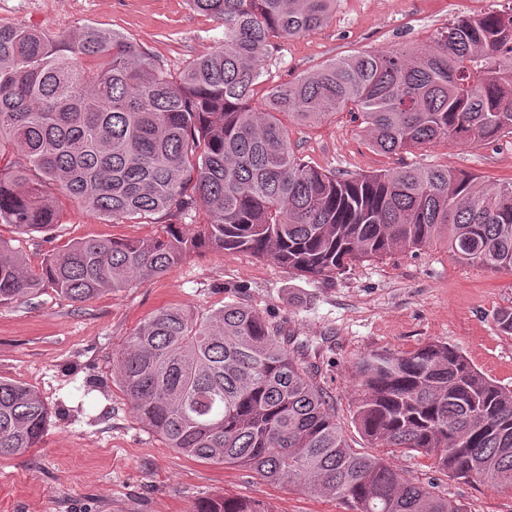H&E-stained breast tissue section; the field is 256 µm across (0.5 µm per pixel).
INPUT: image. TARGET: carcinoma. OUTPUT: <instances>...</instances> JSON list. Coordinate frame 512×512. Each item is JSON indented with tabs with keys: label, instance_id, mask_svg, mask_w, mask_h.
Masks as SVG:
<instances>
[{
	"label": "carcinoma",
	"instance_id": "1",
	"mask_svg": "<svg viewBox=\"0 0 512 512\" xmlns=\"http://www.w3.org/2000/svg\"><path fill=\"white\" fill-rule=\"evenodd\" d=\"M224 23V45L179 76L139 44L86 26L50 36L0 25V223L46 233L56 189L118 223L209 220L143 239H84L41 272L0 238V305L44 284L74 303L164 274L202 248L249 252L332 281L347 266L442 244L469 266L512 271V182L485 185L448 166L340 177L305 162L284 119L317 124L347 110L370 146L393 154L441 139L512 137V6L458 17L422 47L329 61L252 105L271 40L325 22L336 0H190ZM115 377L140 423L175 452L252 471L350 512H467L355 451L336 412L277 328L233 301L207 315L155 311L124 341ZM353 421L374 448L415 451L448 476L512 489V389L457 349L373 352L353 371ZM42 397L0 380V454L40 447ZM193 512H269L214 498Z\"/></svg>",
	"mask_w": 512,
	"mask_h": 512
}]
</instances>
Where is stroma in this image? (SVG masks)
Segmentation results:
<instances>
[{"label": "stroma", "instance_id": "35a3bbf8", "mask_svg": "<svg viewBox=\"0 0 512 512\" xmlns=\"http://www.w3.org/2000/svg\"><path fill=\"white\" fill-rule=\"evenodd\" d=\"M505 0H336L318 28L275 39L261 65L253 105L270 87L294 82L325 62L361 52L427 44L455 17L476 15ZM20 23L55 35L93 26L137 42L162 68L180 72L224 40L220 19L188 0H0V24ZM297 153L311 165L344 175L403 166L449 165L488 184L512 181V138L480 145L448 143L397 154L372 150L349 112L315 126L290 125ZM51 232L17 240L32 271L62 246L96 239H142L160 220L112 223L57 196ZM242 301L297 337L304 361L327 393L349 444L369 450L352 420L351 377L359 357L409 352L439 341L458 348L483 373L512 389V334L497 318L512 309V271L459 263L442 245L351 264L334 281L292 273L250 253L200 249L163 275L75 304L51 287L0 306V377L34 388L51 409L40 447L0 456V512H192L201 499L263 501L270 512H350L333 495L312 496L236 467L177 454L145 428L112 367L124 340L154 311L207 314ZM407 479L465 505L467 512H512V491L449 478L418 453H387Z\"/></svg>", "mask_w": 512, "mask_h": 512}]
</instances>
